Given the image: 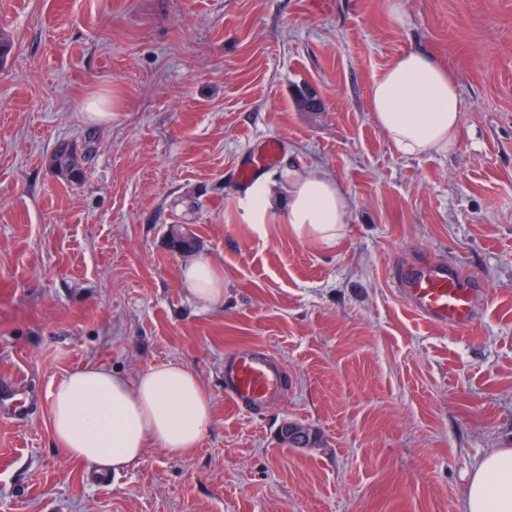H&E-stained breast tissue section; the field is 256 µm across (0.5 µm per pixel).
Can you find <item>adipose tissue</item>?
I'll return each mask as SVG.
<instances>
[{
  "mask_svg": "<svg viewBox=\"0 0 512 512\" xmlns=\"http://www.w3.org/2000/svg\"><path fill=\"white\" fill-rule=\"evenodd\" d=\"M374 120L399 154H445L458 141V87L432 56L407 51L375 79L370 89ZM246 225L269 237L277 217L290 232L334 247L352 217L347 193L320 169L289 171L282 179H260L239 201ZM181 288L208 306L224 301V274L212 260L182 266ZM50 427L70 460L121 472L147 449L181 458L197 448L213 418L211 397L185 365L168 362L135 375L88 364L57 379L50 392ZM465 512H512V448L488 450L473 466Z\"/></svg>",
  "mask_w": 512,
  "mask_h": 512,
  "instance_id": "adipose-tissue-1",
  "label": "adipose tissue"
}]
</instances>
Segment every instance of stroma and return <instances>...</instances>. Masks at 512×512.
I'll return each mask as SVG.
<instances>
[{
    "instance_id": "1",
    "label": "stroma",
    "mask_w": 512,
    "mask_h": 512,
    "mask_svg": "<svg viewBox=\"0 0 512 512\" xmlns=\"http://www.w3.org/2000/svg\"><path fill=\"white\" fill-rule=\"evenodd\" d=\"M408 2L399 26L387 0H0V381L27 386L0 417V512H464L476 460L512 448V0ZM409 50L457 83L448 154L400 155L374 121L370 87ZM269 137L263 177L319 168L348 194L336 247L244 223L233 170ZM63 142L93 145L80 183L49 166ZM174 225L223 304L180 288ZM424 260L478 278L472 324L395 293ZM245 345L287 369L257 414L224 399ZM170 361L211 397L209 431L98 487L58 450L51 386ZM287 422L316 444L286 447Z\"/></svg>"
}]
</instances>
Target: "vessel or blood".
Returning a JSON list of instances; mask_svg holds the SVG:
<instances>
[{
  "instance_id": "1",
  "label": "vessel or blood",
  "mask_w": 512,
  "mask_h": 512,
  "mask_svg": "<svg viewBox=\"0 0 512 512\" xmlns=\"http://www.w3.org/2000/svg\"><path fill=\"white\" fill-rule=\"evenodd\" d=\"M280 142L269 138L233 173L235 181L248 185L258 172L274 162ZM393 286L420 317L453 327L471 323L481 293L479 284L462 276L457 267L441 261H423L397 269ZM284 366L263 347L241 348L224 360V397L237 408L253 411L278 400L284 390Z\"/></svg>"
}]
</instances>
